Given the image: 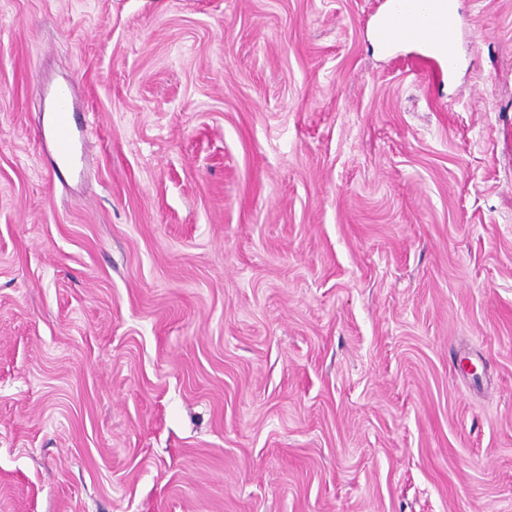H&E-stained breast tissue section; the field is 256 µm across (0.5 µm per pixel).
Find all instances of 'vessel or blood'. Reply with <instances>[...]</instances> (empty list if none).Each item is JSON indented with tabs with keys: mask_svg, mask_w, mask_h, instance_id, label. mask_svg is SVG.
<instances>
[{
	"mask_svg": "<svg viewBox=\"0 0 512 512\" xmlns=\"http://www.w3.org/2000/svg\"><path fill=\"white\" fill-rule=\"evenodd\" d=\"M380 33L389 46L402 42L419 44L426 58L442 60L447 70H454L458 64V28L452 0H391ZM71 95V88L60 89L54 102L52 147L56 157L65 163L74 158L77 135L84 130Z\"/></svg>",
	"mask_w": 512,
	"mask_h": 512,
	"instance_id": "b4317fda",
	"label": "vessel or blood"
}]
</instances>
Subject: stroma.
<instances>
[{"instance_id": "1", "label": "stroma", "mask_w": 512, "mask_h": 512, "mask_svg": "<svg viewBox=\"0 0 512 512\" xmlns=\"http://www.w3.org/2000/svg\"><path fill=\"white\" fill-rule=\"evenodd\" d=\"M385 2L0 0V512H512V0ZM380 33L387 46L414 42L424 56L439 58L451 74L458 64V28L453 0H390ZM72 99V90L68 86L60 89L55 95L54 130L52 147L56 157L65 163H70L77 149V132H84V125L79 122L78 111Z\"/></svg>"}]
</instances>
